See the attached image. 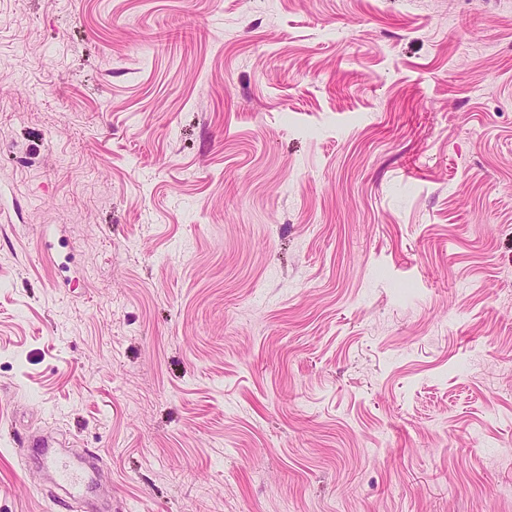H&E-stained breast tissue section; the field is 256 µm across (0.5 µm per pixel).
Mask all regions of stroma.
<instances>
[{
  "label": "stroma",
  "instance_id": "obj_1",
  "mask_svg": "<svg viewBox=\"0 0 512 512\" xmlns=\"http://www.w3.org/2000/svg\"><path fill=\"white\" fill-rule=\"evenodd\" d=\"M512 512V0H0V512ZM43 466L54 475L58 483L66 487L68 499L83 497L88 493L90 486L79 479L62 457L45 453Z\"/></svg>",
  "mask_w": 512,
  "mask_h": 512
}]
</instances>
